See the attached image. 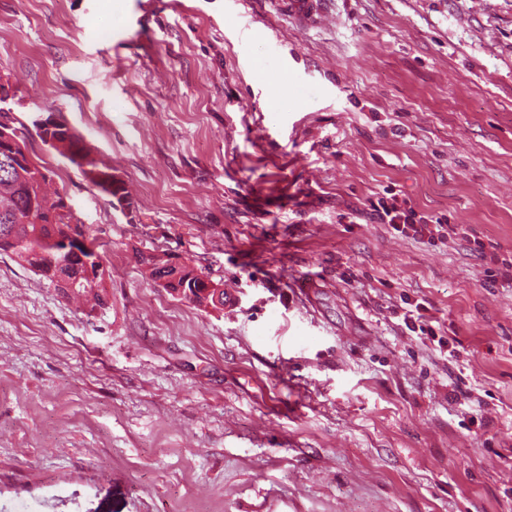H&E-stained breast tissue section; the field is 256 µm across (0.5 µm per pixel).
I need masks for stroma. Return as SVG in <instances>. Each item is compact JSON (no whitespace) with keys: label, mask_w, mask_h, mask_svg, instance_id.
Masks as SVG:
<instances>
[{"label":"stroma","mask_w":512,"mask_h":512,"mask_svg":"<svg viewBox=\"0 0 512 512\" xmlns=\"http://www.w3.org/2000/svg\"><path fill=\"white\" fill-rule=\"evenodd\" d=\"M322 8L0 0L14 118L55 113L132 199L30 138L104 303L0 255V512H512V283L470 249L512 258V0ZM390 191L466 238L397 235ZM154 264V271L153 274L156 275L158 278L156 283L158 286L162 287L168 282L173 281L177 282L178 280H181L183 285L182 288H178L173 283H170L169 287H164L170 294H173V291L178 288L177 291L174 293L178 297H185L187 296L188 299L191 300L192 303H194L197 306L206 308V309H217V308H223L224 307V289L221 288L220 285L214 283L210 279H208L206 276L201 274L195 269H192L190 267H186L182 264L178 263H171L170 264V271L171 274L169 275L168 270V264L169 260L164 259L159 256H155L153 259ZM169 275V276H167ZM167 276V277H165ZM164 277V278H163ZM199 279L204 283V287L198 285V288H203L202 291H198L195 288V280ZM190 286V287H189ZM167 288H172L173 291L168 290ZM188 288H193L194 294H192ZM223 289V291H222ZM221 291L223 296L221 295Z\"/></svg>","instance_id":"1"}]
</instances>
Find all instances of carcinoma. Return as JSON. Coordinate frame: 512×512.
Returning <instances> with one entry per match:
<instances>
[{
	"label": "carcinoma",
	"instance_id": "1",
	"mask_svg": "<svg viewBox=\"0 0 512 512\" xmlns=\"http://www.w3.org/2000/svg\"><path fill=\"white\" fill-rule=\"evenodd\" d=\"M69 162L82 170L87 164L102 172V166L82 144L80 138L70 136L68 142ZM19 170L11 173L0 171V252L11 254L28 265L35 273L55 284L58 276L66 277L71 285V293L80 294L103 287L105 269L102 262L92 253L75 250V245L66 246L61 238L65 236L66 219L63 214L53 224H45V214L32 212L35 201L54 207L62 199L60 193L51 194L47 190L48 176L36 178L27 168L16 161ZM20 226L15 241L4 236L7 226Z\"/></svg>",
	"mask_w": 512,
	"mask_h": 512
}]
</instances>
